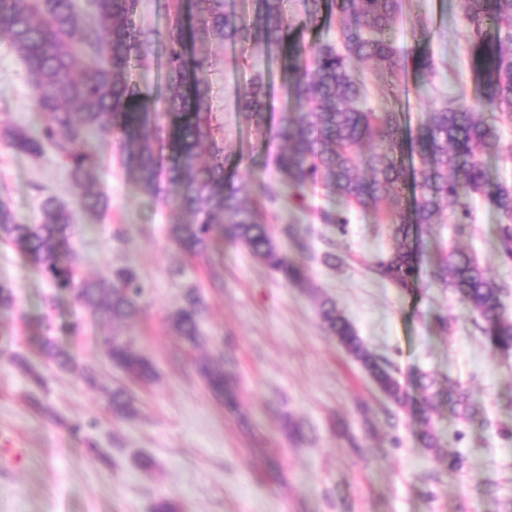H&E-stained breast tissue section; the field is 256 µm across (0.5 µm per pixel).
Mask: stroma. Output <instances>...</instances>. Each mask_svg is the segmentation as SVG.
<instances>
[{"label": "stroma", "instance_id": "1", "mask_svg": "<svg viewBox=\"0 0 512 512\" xmlns=\"http://www.w3.org/2000/svg\"><path fill=\"white\" fill-rule=\"evenodd\" d=\"M390 37L405 52L430 54L435 70L425 78L400 73L394 93L370 79V107L397 110L415 127L431 109L480 96L472 24L460 0H404ZM209 52L227 172L254 198L274 179L281 142L238 112L235 99L265 62L255 48L240 59L216 43ZM42 122L26 68L0 38V131ZM91 144L103 212L78 210L69 172L50 149L33 156L0 145V200L34 224L43 199L55 197L75 212L69 256L82 274L98 279L130 267L146 293L132 321L93 318L30 256L0 243V283L16 294L14 308L0 310V451H18L0 454V512H151L161 497L179 512H512V352L491 349L448 289L424 280L409 294L372 278L367 263L392 244L373 210L352 208L339 230L322 219L335 205L322 186L267 202L281 251L306 269L310 285L300 288L230 242L211 261L187 258L168 236L178 217L173 205L140 193L112 135ZM473 209L464 234L450 222L432 225L427 251L464 249L490 277L512 284V262L494 247L500 214L482 195ZM331 250L342 264L324 262ZM194 285L207 306L201 329L209 341L201 349L185 345L168 321ZM323 297L392 364L408 394L418 395L421 372L469 392L468 416L450 415L439 400L431 418L439 451L422 444L417 414L381 394L327 332L318 316ZM42 336L68 353L69 365L43 354ZM112 336L131 339L154 360L153 382L130 384L113 368ZM205 356L237 377L239 412L206 389L196 372ZM36 374L44 389L35 388ZM125 386L135 413L116 418L107 394ZM32 391L38 404L26 399ZM448 455L462 457L460 469L444 464Z\"/></svg>", "mask_w": 512, "mask_h": 512}]
</instances>
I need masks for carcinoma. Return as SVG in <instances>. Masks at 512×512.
Here are the masks:
<instances>
[{"mask_svg":"<svg viewBox=\"0 0 512 512\" xmlns=\"http://www.w3.org/2000/svg\"><path fill=\"white\" fill-rule=\"evenodd\" d=\"M142 2L89 0L85 10L75 0H0V38L25 63L34 108L45 117L38 133L7 131L4 145L35 156L52 148L68 167L83 210L103 209L102 196L88 187L98 157L84 149L86 138L92 132H118L123 166L141 193L151 200L170 199L187 215L168 228L184 254L208 260L228 240L285 280L312 287L302 268L280 250L266 210L256 201L246 203L241 189L224 180L228 155L213 125L205 47L213 42L234 49L257 46L282 75L277 87L270 70H258L237 92V110L258 125L267 122L271 100L282 99L275 133L283 148L275 158V184L262 185L263 194L273 197L279 190L320 183L344 207L385 212L392 249L372 260L368 270L411 294L418 290L425 229L444 223L448 210L453 223H470L475 195L488 196L500 212L498 249L512 260V187L490 189L483 159V153L500 150L497 115L512 118V0H461L479 43L475 68L483 77V95L425 113L414 132L404 130L397 112L368 106L366 76L355 67L369 61L374 72L391 77L409 66L424 75L433 72L430 55L408 56L387 37L401 14V0H303L307 26H319L325 12L336 16L338 25L336 42L310 50L291 37L288 0H250L244 14L235 0H165L162 30L142 24ZM158 56L163 83L152 98L129 72ZM160 112L171 121L167 156L154 137ZM414 156L421 162L418 170L406 164ZM76 229L72 212L51 196L36 224L19 222L0 202V242L17 245L55 288L73 293L92 316L112 322L135 318L145 288L134 269L118 268L94 280L82 276L75 263L61 261ZM427 274L466 304L490 347L512 350V319L503 303L507 283L489 278L459 249L438 255ZM205 310L200 288L192 286L184 306L169 317L177 336L192 348L206 343L199 328ZM319 315L382 394L401 407L409 404L391 364L365 346L334 301L321 299ZM107 346L112 365L132 382L154 379V363L132 341L114 336ZM198 371L214 397L238 409V390L224 367L202 360ZM418 383L426 415L434 409L433 381L421 374ZM132 402L126 388L109 398L118 418L133 413Z\"/></svg>","mask_w":512,"mask_h":512,"instance_id":"cac0c4a2","label":"carcinoma"}]
</instances>
